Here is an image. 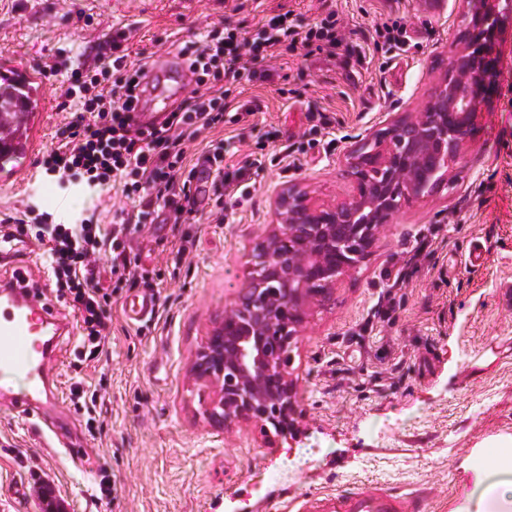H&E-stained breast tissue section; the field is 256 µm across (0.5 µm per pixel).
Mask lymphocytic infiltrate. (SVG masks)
I'll list each match as a JSON object with an SVG mask.
<instances>
[{"mask_svg":"<svg viewBox=\"0 0 512 512\" xmlns=\"http://www.w3.org/2000/svg\"><path fill=\"white\" fill-rule=\"evenodd\" d=\"M129 40L127 29L116 28L107 40L88 48L60 94L58 108L64 118L56 141L37 164L54 179L81 177L92 196L120 188L136 203V212L118 213L110 224L93 214L76 224L56 223L48 212L32 223L21 213L0 218L1 246L26 240L43 246L56 296L76 313L72 366L77 370L106 355L112 336L113 290L100 284V260L109 259L111 277L124 285L146 283L149 273L141 269L132 242L140 224L161 213L179 235L173 262L184 263L196 247L199 201L192 184L199 170L212 176L210 192L216 205L210 215L216 223L224 221V198L248 197L244 175L249 163L226 164L223 141H209L196 162L186 156L187 145L207 130L239 124L251 115L249 103L231 98V86L267 81L268 59H285L300 49L309 57L335 59L344 35L335 14L303 27L280 9L262 18L252 39L229 25H213L204 40L180 50L202 93L152 123L134 116L147 62L131 61ZM75 99L81 104L76 111L70 108Z\"/></svg>","mask_w":512,"mask_h":512,"instance_id":"obj_1","label":"lymphocytic infiltrate"}]
</instances>
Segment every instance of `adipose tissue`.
I'll use <instances>...</instances> for the list:
<instances>
[{"label":"adipose tissue","instance_id":"1","mask_svg":"<svg viewBox=\"0 0 512 512\" xmlns=\"http://www.w3.org/2000/svg\"><path fill=\"white\" fill-rule=\"evenodd\" d=\"M461 470L456 512H512V437L486 444Z\"/></svg>","mask_w":512,"mask_h":512}]
</instances>
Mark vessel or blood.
I'll return each mask as SVG.
<instances>
[{
    "label": "vessel or blood",
    "instance_id": "obj_1",
    "mask_svg": "<svg viewBox=\"0 0 512 512\" xmlns=\"http://www.w3.org/2000/svg\"><path fill=\"white\" fill-rule=\"evenodd\" d=\"M7 266L0 274V373L24 377L22 390L0 394V406L32 424L42 444L62 449L73 463L84 458L81 448L63 443L53 411L64 403L57 364L64 340H75L76 320L45 296V277L35 276L30 248L16 245L0 249ZM153 295L132 298L124 307L128 321L153 315ZM422 503L412 495H394L370 485L354 491L312 495L304 498L296 512H421Z\"/></svg>",
    "mask_w": 512,
    "mask_h": 512
}]
</instances>
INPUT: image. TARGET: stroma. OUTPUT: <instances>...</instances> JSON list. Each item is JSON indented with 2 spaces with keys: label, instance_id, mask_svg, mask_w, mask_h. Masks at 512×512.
I'll use <instances>...</instances> for the list:
<instances>
[{
  "label": "stroma",
  "instance_id": "35a3bbf8",
  "mask_svg": "<svg viewBox=\"0 0 512 512\" xmlns=\"http://www.w3.org/2000/svg\"><path fill=\"white\" fill-rule=\"evenodd\" d=\"M281 5L301 26L336 13L346 36L339 58L273 59L270 81L235 86L258 110L215 135L227 161L253 159L248 201L225 205L216 224L211 200L201 198L197 250L179 267L170 225L140 228L134 251L166 309L156 322L129 325L123 306L134 291L116 292L110 358L78 373L107 392L101 437L90 438L73 405L60 411L86 440L92 465L115 481L116 499L96 502L94 481L0 409V512H46L47 489L66 512H290L304 497L370 483L422 498L423 512H453L459 464L485 440L512 435V303L502 298L512 283V51L497 99L439 190L402 202L371 255L314 309L293 350L308 427L299 445L321 444L324 453L282 470L283 449L263 447L256 427H210L199 414L205 394L187 378L244 282L252 246L275 221L277 191L298 183L326 203L351 193L348 147L432 94L458 37V0H0V53L43 71L38 118L47 147L61 121L60 87L110 30L130 29L131 59L175 57L209 23L252 35ZM381 15L403 19V49L387 52L369 39ZM53 62L58 71L44 72ZM316 111L332 123L313 135ZM82 194L79 179L59 184L36 166L23 188L0 185V216L32 202L66 224L82 211ZM477 245L484 263L468 266Z\"/></svg>",
  "mask_w": 512,
  "mask_h": 512
}]
</instances>
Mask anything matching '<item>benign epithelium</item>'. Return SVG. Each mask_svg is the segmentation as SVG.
Instances as JSON below:
<instances>
[{"label": "benign epithelium", "instance_id": "1", "mask_svg": "<svg viewBox=\"0 0 512 512\" xmlns=\"http://www.w3.org/2000/svg\"><path fill=\"white\" fill-rule=\"evenodd\" d=\"M459 18L462 39L434 95L349 150L347 162L358 171L352 194L325 203L288 185L274 196L277 223L252 249L258 265L188 370V380L208 391L203 416L211 426L253 425L267 448L306 429L289 367L311 312L369 255L398 211L396 193L419 198L447 173L478 113L498 96L512 0H460Z\"/></svg>", "mask_w": 512, "mask_h": 512}]
</instances>
